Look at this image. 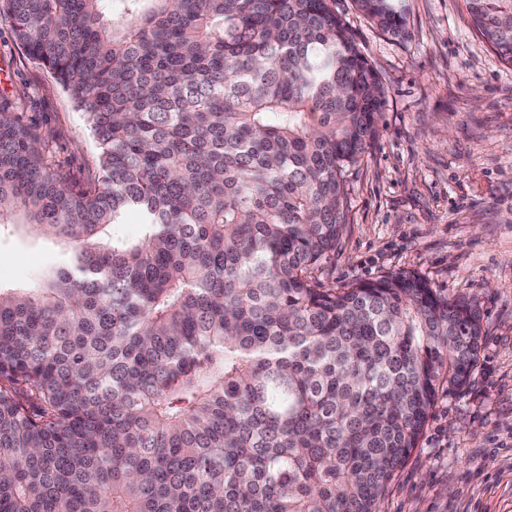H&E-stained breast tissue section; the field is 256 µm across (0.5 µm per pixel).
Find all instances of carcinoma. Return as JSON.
I'll list each match as a JSON object with an SVG mask.
<instances>
[{"mask_svg": "<svg viewBox=\"0 0 512 512\" xmlns=\"http://www.w3.org/2000/svg\"><path fill=\"white\" fill-rule=\"evenodd\" d=\"M466 2L512 64V0ZM336 4L0 0L100 149L75 192L0 113V224L66 245L0 286V512H378L466 383L472 303L322 280L387 97Z\"/></svg>", "mask_w": 512, "mask_h": 512, "instance_id": "cac0c4a2", "label": "carcinoma"}]
</instances>
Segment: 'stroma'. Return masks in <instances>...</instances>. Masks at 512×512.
<instances>
[{"label":"stroma","instance_id":"35a3bbf8","mask_svg":"<svg viewBox=\"0 0 512 512\" xmlns=\"http://www.w3.org/2000/svg\"><path fill=\"white\" fill-rule=\"evenodd\" d=\"M394 38L337 0L388 88L379 133L347 173V224L324 262L334 288L414 272L479 308L483 346L467 383L440 386L417 448L379 512H512V68L465 0H402ZM0 112L38 137L74 190L97 165L82 112L0 21ZM59 243L0 232V282L36 287Z\"/></svg>","mask_w":512,"mask_h":512}]
</instances>
